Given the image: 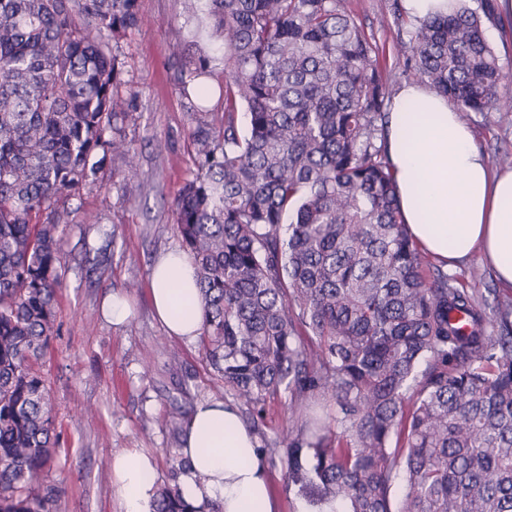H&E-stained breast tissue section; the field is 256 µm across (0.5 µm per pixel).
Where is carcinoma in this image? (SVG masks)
<instances>
[{"label": "carcinoma", "mask_w": 512, "mask_h": 512, "mask_svg": "<svg viewBox=\"0 0 512 512\" xmlns=\"http://www.w3.org/2000/svg\"><path fill=\"white\" fill-rule=\"evenodd\" d=\"M183 3L222 54L172 45L176 87L196 99L197 168L171 210L224 396L255 428L284 394L297 418L282 447L257 452L312 508L512 512V298L489 288L488 302L412 241L376 47L344 0ZM500 22L498 0H459L414 23L406 77L511 122L486 38ZM139 23L138 0H0V512H53L56 416L38 361L57 334L72 201L136 155L116 47ZM319 401L335 415L306 414ZM169 455L152 512H223L185 500L191 460Z\"/></svg>", "instance_id": "1"}]
</instances>
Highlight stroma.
<instances>
[{"instance_id": "35a3bbf8", "label": "stroma", "mask_w": 512, "mask_h": 512, "mask_svg": "<svg viewBox=\"0 0 512 512\" xmlns=\"http://www.w3.org/2000/svg\"><path fill=\"white\" fill-rule=\"evenodd\" d=\"M396 0H347L356 21L379 50L388 92L403 83L412 21ZM139 26L120 42L123 79L135 120L126 134L136 147L134 172L104 168L103 185L83 191L81 208L63 233L65 267L52 337L41 370L60 432V450L48 472L58 495L55 512H123L113 482L112 458L138 448L156 461L155 479L170 468L174 442L165 425L174 405L193 409L224 398V382L208 365L200 342L168 335L149 302V274L162 253L180 248L170 204L196 170L189 137L196 114L173 80L169 44L195 34L214 44L204 23L188 16L183 0H138ZM505 78L502 104L512 105V13L489 28ZM476 147L492 167L512 155V124L498 112L463 115ZM124 293L132 314L115 327L101 302ZM178 358H170V351Z\"/></svg>"}]
</instances>
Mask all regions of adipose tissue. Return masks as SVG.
<instances>
[{"mask_svg": "<svg viewBox=\"0 0 512 512\" xmlns=\"http://www.w3.org/2000/svg\"><path fill=\"white\" fill-rule=\"evenodd\" d=\"M388 154L403 220L413 240L455 264L481 255L498 281L512 288V169H493L475 147L460 108L425 84L403 86L392 99ZM150 299L168 333L193 341L203 309L193 266L181 250L161 254L150 276ZM189 305L188 313L176 310ZM256 439L234 404L199 403L184 426L182 451L193 464L185 499L214 500L224 512H274ZM125 512H151L155 461L131 448L112 461Z\"/></svg>", "mask_w": 512, "mask_h": 512, "instance_id": "adipose-tissue-1", "label": "adipose tissue"}]
</instances>
